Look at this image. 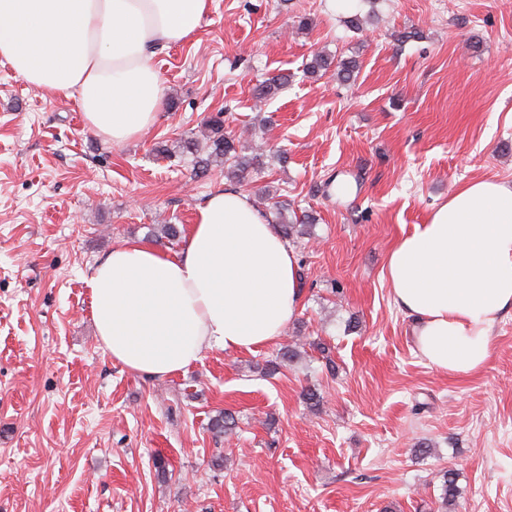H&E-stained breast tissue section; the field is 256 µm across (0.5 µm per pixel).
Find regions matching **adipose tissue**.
<instances>
[{"mask_svg":"<svg viewBox=\"0 0 512 512\" xmlns=\"http://www.w3.org/2000/svg\"><path fill=\"white\" fill-rule=\"evenodd\" d=\"M210 0H0V61L45 93L77 98L114 143L135 139L162 105L156 47L182 42ZM386 276L426 362L451 375L484 369L512 309V185L469 182L389 253ZM104 350L147 378L185 371L214 350L272 344L300 299L295 250L250 196L227 188L195 211L169 255L116 246L86 278Z\"/></svg>","mask_w":512,"mask_h":512,"instance_id":"1","label":"adipose tissue"}]
</instances>
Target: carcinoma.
Segmentation results:
<instances>
[{"instance_id":"carcinoma-1","label":"carcinoma","mask_w":512,"mask_h":512,"mask_svg":"<svg viewBox=\"0 0 512 512\" xmlns=\"http://www.w3.org/2000/svg\"><path fill=\"white\" fill-rule=\"evenodd\" d=\"M358 68V60L353 57L336 60L329 54L317 52L313 54L307 64L306 71L311 75L334 72L343 82H347ZM288 83V76L275 74L267 78L255 90V97L266 100L276 95L284 84ZM224 112L219 111L204 123L202 139L189 137L180 141L182 153L193 156L194 163L201 174H206L212 164L225 165L226 176L230 179L240 180L250 172L261 173L265 149L263 144L252 139H242L224 128ZM275 223L279 226L284 238L292 243L308 234L306 220L309 216H303V220L294 223L288 219V208L282 204H275Z\"/></svg>"}]
</instances>
